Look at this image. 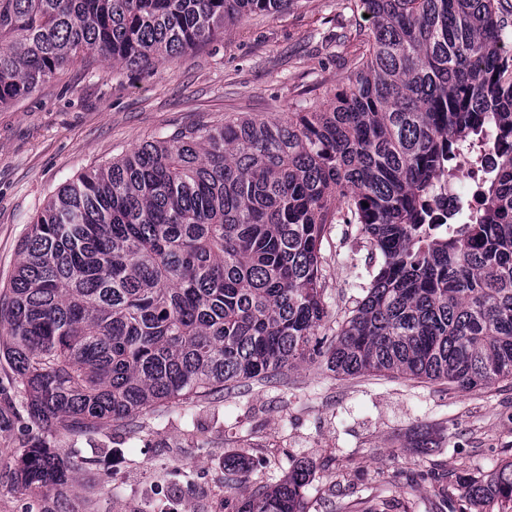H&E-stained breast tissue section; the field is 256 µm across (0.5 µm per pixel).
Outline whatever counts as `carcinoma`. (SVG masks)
I'll use <instances>...</instances> for the list:
<instances>
[{
  "label": "carcinoma",
  "instance_id": "1",
  "mask_svg": "<svg viewBox=\"0 0 512 512\" xmlns=\"http://www.w3.org/2000/svg\"><path fill=\"white\" fill-rule=\"evenodd\" d=\"M292 0H0V106L77 61L148 70ZM370 15L325 107L197 124L81 174L33 217L0 355L32 424L90 434L147 410L271 381L317 357L459 391L512 379V15L502 0H336ZM493 132L499 166L464 217L429 197L458 144ZM368 206H363V203ZM381 256L336 336L321 274L327 225ZM17 486L48 494L76 464L41 438ZM224 458L225 512H306L309 466L245 493ZM454 512H512V461L458 480Z\"/></svg>",
  "mask_w": 512,
  "mask_h": 512
}]
</instances>
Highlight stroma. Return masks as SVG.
Returning <instances> with one entry per match:
<instances>
[{"label": "stroma", "mask_w": 512, "mask_h": 512, "mask_svg": "<svg viewBox=\"0 0 512 512\" xmlns=\"http://www.w3.org/2000/svg\"><path fill=\"white\" fill-rule=\"evenodd\" d=\"M338 29L335 0H296L287 11L242 20L174 63L138 73L78 62L0 107V294L31 216L66 180L185 125L288 112L301 98L325 105L357 48L353 40L337 44ZM378 264L357 225H328L321 335L336 334ZM419 427L436 436L431 455L413 446ZM38 433L12 365L0 358V512L27 510L31 494L17 488L15 468L19 449ZM51 444L77 472L41 501L42 512H224L231 453L251 462L253 490L308 461L307 512H336L348 501L370 512L375 491L406 512H437L444 499H457V476L488 477L512 461V380L450 392L389 376L339 378L319 358L279 383H241L220 400L149 411L79 440L56 435ZM106 456L120 476L101 467Z\"/></svg>", "instance_id": "stroma-1"}]
</instances>
